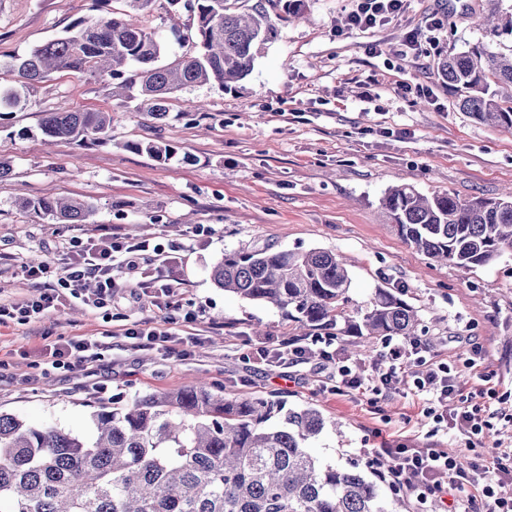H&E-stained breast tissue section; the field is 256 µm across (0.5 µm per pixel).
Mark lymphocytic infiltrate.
I'll use <instances>...</instances> for the list:
<instances>
[{
    "instance_id": "1",
    "label": "lymphocytic infiltrate",
    "mask_w": 512,
    "mask_h": 512,
    "mask_svg": "<svg viewBox=\"0 0 512 512\" xmlns=\"http://www.w3.org/2000/svg\"><path fill=\"white\" fill-rule=\"evenodd\" d=\"M405 0H357L355 9L349 12L348 21L354 28H371L389 22L404 10ZM66 250L70 256L68 265L62 271H54L49 264L27 265L23 273L31 282L33 289L17 301H0V327L13 324H26L44 318L49 312L65 307L67 301L78 299L89 309L107 307L116 290L115 270L127 268L141 272L139 288L142 291L159 289L161 295L173 297L179 288L176 279L160 284L152 276L151 269L139 268L138 261L150 256L152 261L173 263V256L167 255L162 245L150 244L141 240L130 244L118 241L108 235L99 238L82 239L72 237ZM95 279L93 293H86L85 282ZM173 314L169 316L168 327L160 328L149 323H135L123 329L122 334L130 339L133 347L153 349L167 346L177 339V327L194 324L199 319L197 311L173 305ZM431 341L415 339L407 343L389 339L383 344L382 351L372 363L369 377L344 364L339 350L312 348L305 339L292 343L290 351L276 347L263 346L257 349L260 361L272 363L290 355L296 361L315 359L336 368L337 394L343 395L359 389L364 382H372L371 389L375 399H382L398 383L412 386L416 394L422 395L428 402L427 415L433 416L436 423H443L444 415L439 414L437 406L448 397H462L463 390L449 378V367L437 357H426ZM371 461L381 459L390 461L389 477L394 486L402 488L407 495L418 498L427 494H443L454 490L456 500L463 512H473L474 506H481L482 512H512V494L503 492L498 482L491 476L492 471L503 472L512 465V448H496L493 451L492 466L472 462L469 468H461L456 458L444 448H409L403 445L385 444L369 449ZM481 487V497H474V487Z\"/></svg>"
}]
</instances>
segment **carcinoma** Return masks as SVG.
Instances as JSON below:
<instances>
[{
    "instance_id": "carcinoma-1",
    "label": "carcinoma",
    "mask_w": 512,
    "mask_h": 512,
    "mask_svg": "<svg viewBox=\"0 0 512 512\" xmlns=\"http://www.w3.org/2000/svg\"><path fill=\"white\" fill-rule=\"evenodd\" d=\"M167 3L197 14V53L158 64L161 43L126 14L81 21L16 58L10 71L26 83L55 71L119 79L132 63L146 114L160 121L188 87L244 80L257 50L305 8V0H255L245 11L242 0ZM489 30L494 37L512 34V10ZM434 65L461 111L477 123L512 129V52L478 42ZM20 103L17 90L0 87V111ZM41 130L50 143L106 139L112 113L46 112ZM19 205L60 224H85L92 212L83 200L24 198ZM380 206L407 244L456 268L485 266L512 249V191L461 199L398 185ZM211 277L224 291L268 303L309 330L338 326L368 340L411 339L420 323L402 294L384 288L347 313L350 277L343 259L328 250L226 251ZM277 415L281 423L268 425ZM94 424V435L84 439L0 414V512H400L401 499L386 500L377 485L390 464L378 463L369 477L310 452L308 440L325 426L315 408L286 411L279 400L226 397L199 382L102 408Z\"/></svg>"
}]
</instances>
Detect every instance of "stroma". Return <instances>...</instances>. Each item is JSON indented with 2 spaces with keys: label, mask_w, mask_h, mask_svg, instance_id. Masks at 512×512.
<instances>
[{
  "label": "stroma",
  "mask_w": 512,
  "mask_h": 512,
  "mask_svg": "<svg viewBox=\"0 0 512 512\" xmlns=\"http://www.w3.org/2000/svg\"><path fill=\"white\" fill-rule=\"evenodd\" d=\"M491 6L489 0H409L399 20L350 29L351 0H307L304 19L285 25L258 52L245 80L232 88L211 82L185 89L156 124L137 87L116 95L112 81L67 71L21 87L6 69L13 57L80 20L127 11L125 0H0V84L18 87L22 97L20 107L0 116V160L11 167L0 179V298L28 294L20 268L32 256L63 265L62 247L71 236L147 239L178 247L170 270L181 283L176 299L199 311L197 328L206 338L187 357L174 348L133 349L121 329L143 321L161 325L169 311L123 297L104 309L77 302L40 322L2 327L0 413L37 429L87 436L96 410L199 380L238 396L317 408L337 426L311 446L339 467L368 469L364 449L384 440L445 448L469 462L479 450L512 445V250L464 273L409 246L380 208L385 190L400 184L463 199L512 188V131L459 111L434 68L438 52L478 42L512 51V36H487L479 24ZM432 15L442 20L434 30L426 26ZM138 17L163 45V62L192 52L193 13L152 0ZM413 29L420 46L401 55ZM400 82L412 93H399ZM421 86L432 96L419 95ZM62 108L112 113L109 138L47 146L41 120ZM147 142L171 146L173 157L156 161L141 149ZM22 196L80 199L93 214L85 224H58L21 209ZM200 225L207 233L196 234ZM265 248L340 254L354 306L380 288L402 292L418 313L419 337L436 341L456 383L467 392L493 388L494 397L479 405L498 413L495 432L481 439L435 429L423 401L404 389L372 409L369 394H333V369L313 362L248 359L249 343L287 344L300 332L272 305L217 288L211 270L225 251ZM47 331L65 339L106 331L114 337L98 360L51 370ZM481 349L485 361L467 367Z\"/></svg>",
  "instance_id": "35a3bbf8"
}]
</instances>
